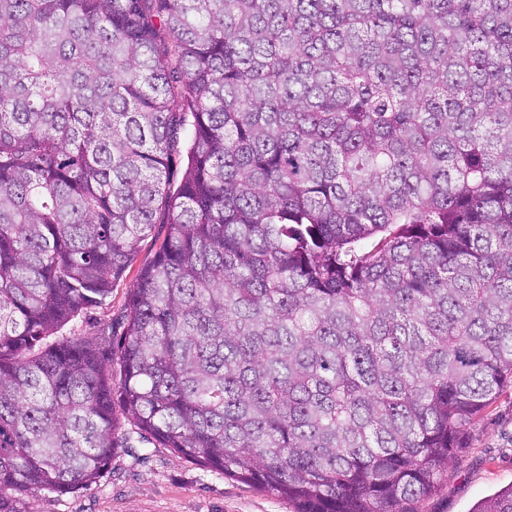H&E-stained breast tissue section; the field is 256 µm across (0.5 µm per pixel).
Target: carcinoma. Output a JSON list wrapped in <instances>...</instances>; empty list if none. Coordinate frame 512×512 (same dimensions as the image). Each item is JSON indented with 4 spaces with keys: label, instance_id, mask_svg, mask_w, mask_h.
<instances>
[{
    "label": "carcinoma",
    "instance_id": "cac0c4a2",
    "mask_svg": "<svg viewBox=\"0 0 512 512\" xmlns=\"http://www.w3.org/2000/svg\"><path fill=\"white\" fill-rule=\"evenodd\" d=\"M509 385L512 0H0V512L135 434L414 512ZM178 141V144L174 147L171 153L170 163V179L173 181V185L175 187L179 184L185 168L187 133H181ZM165 234L166 224H162L159 219L158 223L155 224L152 235L139 243L135 263L126 272L124 279L113 288L112 294L107 300L108 305L102 309L92 310L86 316H80L70 322L63 327L60 334L66 336L87 334L97 330L100 325L112 323V334L114 335L112 340L116 349L126 323L127 300L130 289L133 288L138 271L153 258Z\"/></svg>",
    "mask_w": 512,
    "mask_h": 512
}]
</instances>
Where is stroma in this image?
<instances>
[{"mask_svg":"<svg viewBox=\"0 0 512 512\" xmlns=\"http://www.w3.org/2000/svg\"><path fill=\"white\" fill-rule=\"evenodd\" d=\"M165 234V224H156L139 243L134 268L113 288L106 306L67 324L63 335L87 334L108 324L114 336H121L138 269L153 258ZM468 434L466 448L455 454L435 491L417 504V512H470L483 498L512 484L511 387L469 426ZM28 502L35 512H292L286 498L226 478L153 441L120 449L91 489L64 496L39 491Z\"/></svg>","mask_w":512,"mask_h":512,"instance_id":"stroma-1","label":"stroma"}]
</instances>
